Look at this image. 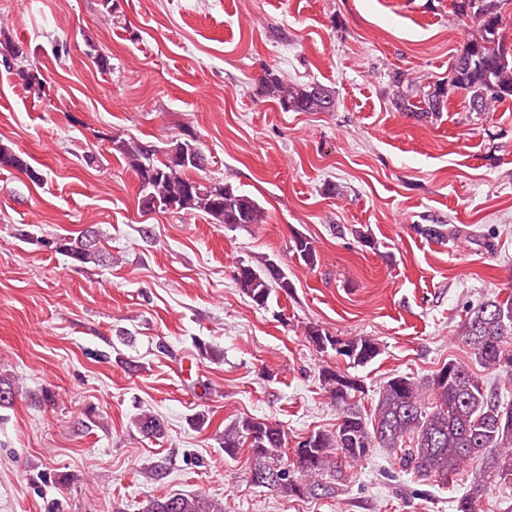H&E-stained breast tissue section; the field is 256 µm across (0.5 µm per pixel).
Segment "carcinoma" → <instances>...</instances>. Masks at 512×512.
<instances>
[{
  "label": "carcinoma",
  "mask_w": 512,
  "mask_h": 512,
  "mask_svg": "<svg viewBox=\"0 0 512 512\" xmlns=\"http://www.w3.org/2000/svg\"><path fill=\"white\" fill-rule=\"evenodd\" d=\"M512 0H451L453 12L478 28V35L457 50L448 80L418 86L404 75L393 76L397 88L394 106L400 112L436 113L446 108L449 96L459 93L470 112H484L492 102L512 101V45L500 34L504 5ZM262 92L277 101L285 112H332L334 92L321 84H292L268 70L260 78ZM112 155L125 162L138 184L151 189L158 198L190 197L175 211L202 214L213 224H261L265 211L251 196L231 184L193 176L206 168L207 157L199 152L198 162L174 164L169 151L187 143L179 139L163 150L138 139L121 135L109 137ZM16 162L34 184L44 175L22 154L0 146V156ZM57 251L74 265L103 261L102 246L95 231L87 229L78 237L59 239ZM290 251L307 266L317 263L312 241L293 237ZM234 281L256 306L264 308L272 291L289 292L287 275L264 260L258 265L240 263ZM308 342L319 352L329 350L362 366L370 363L380 349L368 336L340 339L310 326ZM459 339L469 348L476 362L499 377L512 379V292L496 295L468 309L460 325ZM419 382L409 376L390 378L381 387L372 414L365 415L355 401L362 392L357 380L326 368L320 374L323 388L338 411L336 429L312 432L297 442L293 454L299 464L289 462L288 432L280 425L258 418H241L224 427L220 436L224 454L233 457L245 448L250 462L279 480L266 485L285 498H334L343 491L344 468L383 448L398 459L399 465L434 482L449 483L468 464L477 462L469 487L456 499L455 512H476V503L492 485L512 482V400L457 360L444 364L437 374ZM147 438L160 439L165 427L151 414L135 421ZM144 512H224V504L196 493H169L149 501Z\"/></svg>",
  "instance_id": "obj_1"
}]
</instances>
